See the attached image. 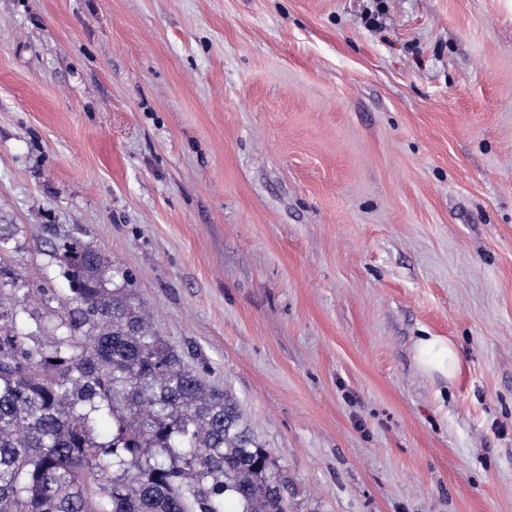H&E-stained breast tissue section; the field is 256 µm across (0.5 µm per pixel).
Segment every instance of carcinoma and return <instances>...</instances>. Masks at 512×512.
Returning a JSON list of instances; mask_svg holds the SVG:
<instances>
[{"mask_svg":"<svg viewBox=\"0 0 512 512\" xmlns=\"http://www.w3.org/2000/svg\"><path fill=\"white\" fill-rule=\"evenodd\" d=\"M65 311L0 258V512H291L288 476L159 336L93 243L66 238Z\"/></svg>","mask_w":512,"mask_h":512,"instance_id":"carcinoma-1","label":"carcinoma"}]
</instances>
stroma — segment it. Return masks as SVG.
<instances>
[{
    "mask_svg": "<svg viewBox=\"0 0 512 512\" xmlns=\"http://www.w3.org/2000/svg\"><path fill=\"white\" fill-rule=\"evenodd\" d=\"M0 225L55 309V236L131 274L292 512H512V0H0ZM421 366L429 372H438L445 377L452 376L457 361L453 345L440 336L421 337L417 344Z\"/></svg>",
    "mask_w": 512,
    "mask_h": 512,
    "instance_id": "stroma-1",
    "label": "stroma"
}]
</instances>
